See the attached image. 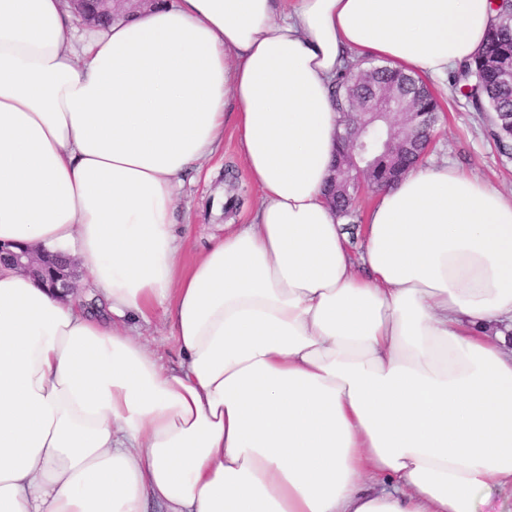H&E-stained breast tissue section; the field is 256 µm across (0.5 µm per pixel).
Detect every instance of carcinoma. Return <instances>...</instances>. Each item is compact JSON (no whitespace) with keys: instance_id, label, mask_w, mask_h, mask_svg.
Returning a JSON list of instances; mask_svg holds the SVG:
<instances>
[{"instance_id":"cac0c4a2","label":"carcinoma","mask_w":512,"mask_h":512,"mask_svg":"<svg viewBox=\"0 0 512 512\" xmlns=\"http://www.w3.org/2000/svg\"><path fill=\"white\" fill-rule=\"evenodd\" d=\"M497 17L484 44L469 60L451 72L452 87L468 99L477 112L493 113L492 134L498 148L512 150V84L500 80L504 71H512V0H502ZM398 96L410 112L441 111L438 98L428 85L399 70L379 65L365 69L348 61L336 74L333 97L342 113L358 112L360 106L378 97ZM388 130L381 128L371 138L366 156L369 183L379 187L390 181V173L412 165L413 142L427 135L414 129L401 135L390 149L384 148Z\"/></svg>"}]
</instances>
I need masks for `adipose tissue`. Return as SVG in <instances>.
<instances>
[{
	"label": "adipose tissue",
	"instance_id": "obj_1",
	"mask_svg": "<svg viewBox=\"0 0 512 512\" xmlns=\"http://www.w3.org/2000/svg\"><path fill=\"white\" fill-rule=\"evenodd\" d=\"M490 0H159L80 29L0 0V512H494L512 488V193L448 163L324 198L330 84L445 83ZM232 129L260 203L184 264L187 174ZM163 312L180 361L130 326ZM50 257L44 253H35L30 249L14 252L0 246V262L7 263L21 272L27 273L42 281L49 282L52 288L58 283L62 288L69 287L73 276L72 260L50 265Z\"/></svg>",
	"mask_w": 512,
	"mask_h": 512
}]
</instances>
